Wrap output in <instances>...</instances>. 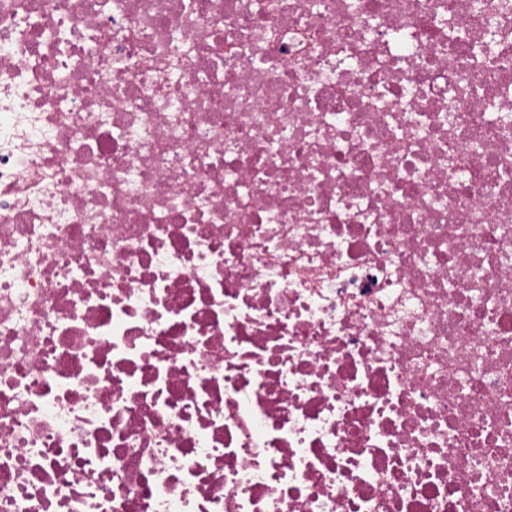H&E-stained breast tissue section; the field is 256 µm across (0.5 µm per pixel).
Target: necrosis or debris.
<instances>
[{
  "label": "necrosis or debris",
  "mask_w": 512,
  "mask_h": 512,
  "mask_svg": "<svg viewBox=\"0 0 512 512\" xmlns=\"http://www.w3.org/2000/svg\"><path fill=\"white\" fill-rule=\"evenodd\" d=\"M0 512H512V0H0Z\"/></svg>",
  "instance_id": "1"
}]
</instances>
